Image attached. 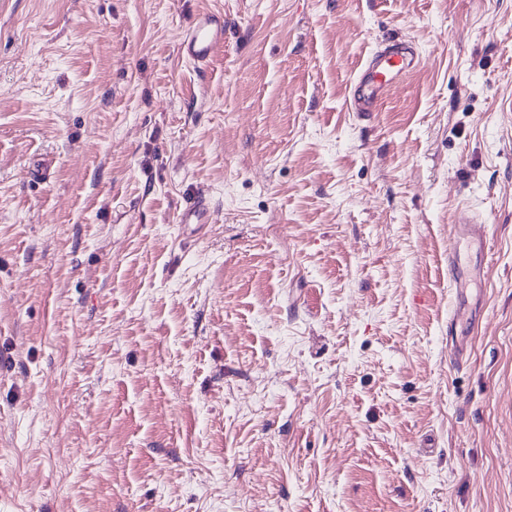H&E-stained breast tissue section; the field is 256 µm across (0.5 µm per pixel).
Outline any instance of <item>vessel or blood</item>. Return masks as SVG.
<instances>
[{
  "mask_svg": "<svg viewBox=\"0 0 512 512\" xmlns=\"http://www.w3.org/2000/svg\"><path fill=\"white\" fill-rule=\"evenodd\" d=\"M224 45V17L211 10L197 12L181 43L183 56L194 65L209 62ZM420 63L415 46L407 41L387 40L373 50L360 66L350 85L348 108L353 112L378 111L386 93L405 78ZM209 209L204 197L198 196L186 205L179 221L183 224H203ZM452 237L464 239L479 246H487L488 230L485 224L469 210H458L449 226Z\"/></svg>",
  "mask_w": 512,
  "mask_h": 512,
  "instance_id": "vessel-or-blood-1",
  "label": "vessel or blood"
}]
</instances>
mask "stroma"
Wrapping results in <instances>:
<instances>
[{
    "label": "stroma",
    "mask_w": 512,
    "mask_h": 512,
    "mask_svg": "<svg viewBox=\"0 0 512 512\" xmlns=\"http://www.w3.org/2000/svg\"><path fill=\"white\" fill-rule=\"evenodd\" d=\"M0 512H512V0H0ZM224 46V15L211 10L197 12L181 43L183 56L198 67L209 62ZM420 63L415 46L387 40L373 50L350 85L348 108L352 112H377L386 93ZM208 213L209 209L206 199L202 196H197L182 209L179 221L183 224H205L208 223ZM449 232L453 238L469 240L487 250V225L482 224L468 209L462 208L455 213L452 224H449Z\"/></svg>",
    "instance_id": "obj_1"
}]
</instances>
